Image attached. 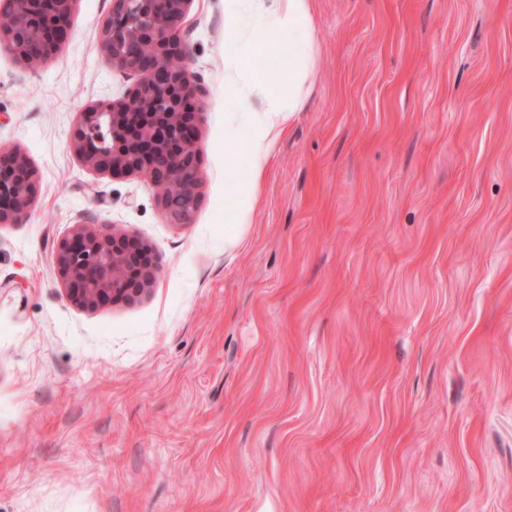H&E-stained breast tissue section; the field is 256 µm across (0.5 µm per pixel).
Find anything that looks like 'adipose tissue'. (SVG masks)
Masks as SVG:
<instances>
[{"label": "adipose tissue", "mask_w": 512, "mask_h": 512, "mask_svg": "<svg viewBox=\"0 0 512 512\" xmlns=\"http://www.w3.org/2000/svg\"><path fill=\"white\" fill-rule=\"evenodd\" d=\"M224 35L236 38L242 26L251 29V44L267 54L287 50L288 58L277 84L256 77L238 58L228 64V90L245 114L242 137L233 150H245L250 158L247 172L238 174L239 194L253 197L263 178L277 140L288 119L300 110L306 84L316 62L311 0H270L268 17L246 19L244 0H229Z\"/></svg>", "instance_id": "adipose-tissue-1"}]
</instances>
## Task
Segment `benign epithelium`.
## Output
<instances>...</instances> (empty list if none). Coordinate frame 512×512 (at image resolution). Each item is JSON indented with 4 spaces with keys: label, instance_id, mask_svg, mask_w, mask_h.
<instances>
[{
    "label": "benign epithelium",
    "instance_id": "obj_1",
    "mask_svg": "<svg viewBox=\"0 0 512 512\" xmlns=\"http://www.w3.org/2000/svg\"><path fill=\"white\" fill-rule=\"evenodd\" d=\"M0 9V39L21 61L39 64L70 37L76 0H8ZM190 0H112L102 53L123 74L137 76L122 101L100 100L80 113L73 149L91 168L110 176L143 175L159 189L166 223H194L200 197L198 116L208 89L170 59L189 58L182 21ZM36 172L14 148L0 146V224H22L35 199ZM56 263L67 299L88 310L139 300L152 287L159 263L150 246L121 231L78 224L60 240Z\"/></svg>",
    "mask_w": 512,
    "mask_h": 512
}]
</instances>
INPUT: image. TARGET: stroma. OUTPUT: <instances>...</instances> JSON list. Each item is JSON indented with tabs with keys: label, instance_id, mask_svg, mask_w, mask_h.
<instances>
[{
	"label": "stroma",
	"instance_id": "obj_1",
	"mask_svg": "<svg viewBox=\"0 0 512 512\" xmlns=\"http://www.w3.org/2000/svg\"><path fill=\"white\" fill-rule=\"evenodd\" d=\"M224 6L182 24L209 89L188 226L72 147L136 82L99 49L112 0H76L37 68L0 42V145L39 176L0 226V512H512V0H311L245 224ZM106 223L161 269L89 312L55 248Z\"/></svg>",
	"mask_w": 512,
	"mask_h": 512
}]
</instances>
